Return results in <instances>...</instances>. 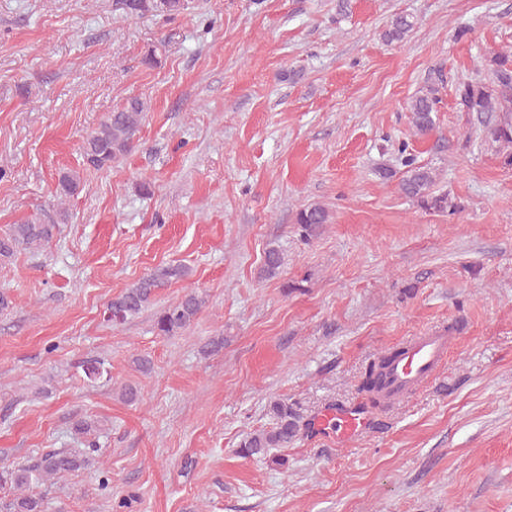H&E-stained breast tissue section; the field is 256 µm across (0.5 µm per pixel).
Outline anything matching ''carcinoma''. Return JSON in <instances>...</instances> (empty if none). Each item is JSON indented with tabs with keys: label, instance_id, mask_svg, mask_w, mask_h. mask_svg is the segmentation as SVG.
Masks as SVG:
<instances>
[{
	"label": "carcinoma",
	"instance_id": "cac0c4a2",
	"mask_svg": "<svg viewBox=\"0 0 512 512\" xmlns=\"http://www.w3.org/2000/svg\"><path fill=\"white\" fill-rule=\"evenodd\" d=\"M184 0H116V9L127 17H144L162 12L176 16L184 10ZM415 26L413 18L399 14L388 25L386 36L390 41H401ZM438 89L428 86L420 90L409 104L410 123L414 133L424 136L435 127L438 112ZM456 106L461 112H473L482 126L486 140L504 150L505 164L512 166V50L493 54L486 63V74L458 84ZM146 106L139 98H131L124 106L101 121L82 145L83 165L96 171H106L129 155L139 142V133L145 120ZM406 171L399 183L402 194L427 210L444 211L454 207L445 195H435L434 170L417 166L414 159H404ZM81 187L80 173L75 170L59 174L56 193L61 199L75 195ZM330 222L329 211L321 205H310L299 210L296 217L302 236L309 240L317 236ZM56 225L37 222L15 224L9 232L0 235V261H7L15 252L40 249L53 238ZM283 265L281 251L271 246L264 253V273L269 277L279 274ZM187 275L186 267L166 265L156 268L133 286L113 298L107 305L113 324H124L147 308L158 289L172 280ZM205 304L202 295L191 292L180 301L162 309L156 316L155 328L163 336H173L190 326ZM385 358L366 368L365 388L380 392L379 379ZM272 426L247 434L238 453L243 457H265L275 449L286 448L300 431L301 416L285 401L271 405ZM74 435L85 439L88 447L81 451L50 450L13 466H0V512H44V499L34 489L54 477L76 472L91 466L100 451L101 428L98 421L79 418L72 423Z\"/></svg>",
	"mask_w": 512,
	"mask_h": 512
}]
</instances>
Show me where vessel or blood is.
<instances>
[{
    "instance_id": "1",
    "label": "vessel or blood",
    "mask_w": 512,
    "mask_h": 512,
    "mask_svg": "<svg viewBox=\"0 0 512 512\" xmlns=\"http://www.w3.org/2000/svg\"><path fill=\"white\" fill-rule=\"evenodd\" d=\"M462 331V324L457 321L447 329L422 331L396 343V353L386 363L382 375V388L389 401H400L423 388L447 361ZM369 425L364 410L351 405L326 408L314 419L319 433L346 446L362 438Z\"/></svg>"
}]
</instances>
